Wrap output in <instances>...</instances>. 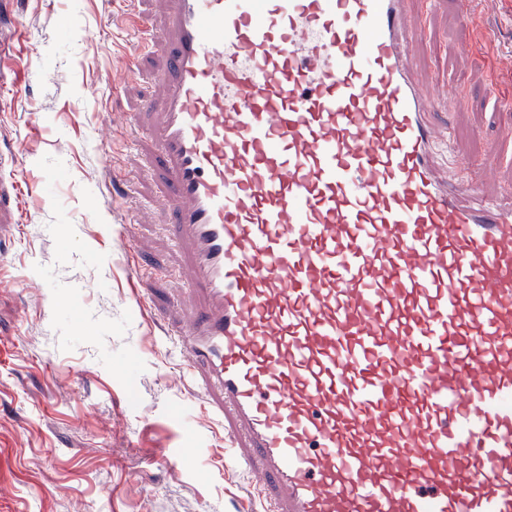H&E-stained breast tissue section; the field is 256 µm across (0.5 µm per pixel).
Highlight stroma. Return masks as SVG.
Returning <instances> with one entry per match:
<instances>
[{
	"label": "stroma",
	"instance_id": "stroma-1",
	"mask_svg": "<svg viewBox=\"0 0 512 512\" xmlns=\"http://www.w3.org/2000/svg\"><path fill=\"white\" fill-rule=\"evenodd\" d=\"M23 2L17 53L35 51L39 63L21 97L0 98V151L23 155L18 179L45 185L24 198L21 224L0 242V512H262L161 318L194 300L157 203L163 183L149 144L123 130L141 97L163 91L152 57L126 64L129 0ZM473 9L470 29L454 0L412 11L425 35L411 71L437 103L439 136L454 132L456 149L476 161L495 154L479 175L488 191L505 192L512 0H474ZM29 105L32 130L12 115ZM108 168L129 179L127 194L106 185ZM128 258L139 281L128 279Z\"/></svg>",
	"mask_w": 512,
	"mask_h": 512
}]
</instances>
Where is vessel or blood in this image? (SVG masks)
I'll use <instances>...</instances> for the list:
<instances>
[{"label":"vessel or blood","instance_id":"1","mask_svg":"<svg viewBox=\"0 0 512 512\" xmlns=\"http://www.w3.org/2000/svg\"><path fill=\"white\" fill-rule=\"evenodd\" d=\"M411 0H171L133 34L199 299L168 334L273 512H512V194L440 179ZM0 0V86L15 29ZM22 187L0 178V236Z\"/></svg>","mask_w":512,"mask_h":512}]
</instances>
